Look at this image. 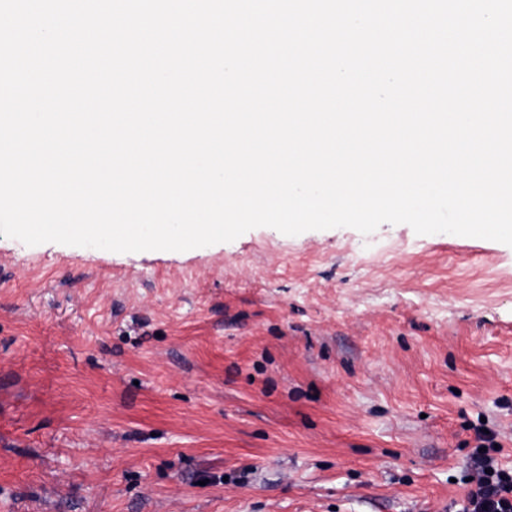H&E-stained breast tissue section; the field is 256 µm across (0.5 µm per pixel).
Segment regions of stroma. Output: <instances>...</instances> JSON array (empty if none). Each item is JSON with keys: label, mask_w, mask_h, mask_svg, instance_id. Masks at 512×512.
<instances>
[{"label": "stroma", "mask_w": 512, "mask_h": 512, "mask_svg": "<svg viewBox=\"0 0 512 512\" xmlns=\"http://www.w3.org/2000/svg\"><path fill=\"white\" fill-rule=\"evenodd\" d=\"M483 423L512 468V246L0 236V512H456Z\"/></svg>", "instance_id": "35a3bbf8"}]
</instances>
